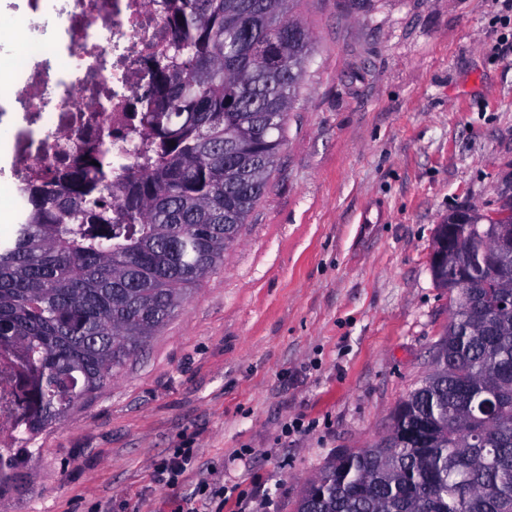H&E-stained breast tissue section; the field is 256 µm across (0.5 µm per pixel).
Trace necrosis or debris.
Here are the masks:
<instances>
[{
  "mask_svg": "<svg viewBox=\"0 0 512 512\" xmlns=\"http://www.w3.org/2000/svg\"><path fill=\"white\" fill-rule=\"evenodd\" d=\"M80 10L64 13L45 0V23L57 37L47 40L28 30L17 15L0 21V67L19 71L29 49L47 45L64 50L62 72L45 83L60 97V110L44 131L12 157L8 208L17 210L19 185L42 179L62 154L77 155L97 143L107 129L130 132L129 103L147 85L151 60L166 48L170 34L163 0H81Z\"/></svg>",
  "mask_w": 512,
  "mask_h": 512,
  "instance_id": "obj_1",
  "label": "necrosis or debris"
}]
</instances>
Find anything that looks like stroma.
Segmentation results:
<instances>
[{
  "label": "stroma",
  "instance_id": "1",
  "mask_svg": "<svg viewBox=\"0 0 512 512\" xmlns=\"http://www.w3.org/2000/svg\"><path fill=\"white\" fill-rule=\"evenodd\" d=\"M313 51L266 191L181 310L0 470V512H296L340 450L379 444L451 314L430 271L450 212L512 182V0H298ZM39 53L0 112L57 111ZM191 443L176 486L153 468ZM207 493H200L201 484Z\"/></svg>",
  "mask_w": 512,
  "mask_h": 512
}]
</instances>
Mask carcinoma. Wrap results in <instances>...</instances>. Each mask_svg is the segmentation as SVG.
<instances>
[{
  "label": "carcinoma",
  "instance_id": "cac0c4a2",
  "mask_svg": "<svg viewBox=\"0 0 512 512\" xmlns=\"http://www.w3.org/2000/svg\"><path fill=\"white\" fill-rule=\"evenodd\" d=\"M296 2L166 0L171 40L132 104L139 138L109 129L54 168L59 189L20 188L0 237V356L30 371L26 439L112 381L236 242L311 54ZM496 224H512L511 202L457 225L453 269L431 260L452 313L432 372L392 414L400 441L336 455L297 512H512V311L482 270ZM462 271L468 287L448 285ZM18 440H0V467L28 452Z\"/></svg>",
  "mask_w": 512,
  "mask_h": 512
}]
</instances>
